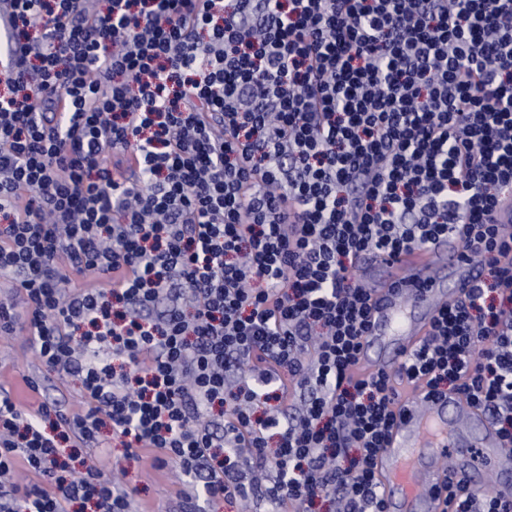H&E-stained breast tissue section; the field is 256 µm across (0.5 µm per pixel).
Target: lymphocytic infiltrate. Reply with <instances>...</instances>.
<instances>
[{
    "instance_id": "lymphocytic-infiltrate-1",
    "label": "lymphocytic infiltrate",
    "mask_w": 512,
    "mask_h": 512,
    "mask_svg": "<svg viewBox=\"0 0 512 512\" xmlns=\"http://www.w3.org/2000/svg\"><path fill=\"white\" fill-rule=\"evenodd\" d=\"M0 30V277L26 305L0 299V333L23 326L88 403L0 394V512H133L62 460L107 426L179 463L184 512H384L406 381L512 445V0H0ZM449 235L479 281L398 374L358 376L356 266ZM445 501L512 512L454 483Z\"/></svg>"
}]
</instances>
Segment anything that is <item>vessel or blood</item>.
I'll list each match as a JSON object with an SVG mask.
<instances>
[{"instance_id": "obj_1", "label": "vessel or blood", "mask_w": 512, "mask_h": 512, "mask_svg": "<svg viewBox=\"0 0 512 512\" xmlns=\"http://www.w3.org/2000/svg\"><path fill=\"white\" fill-rule=\"evenodd\" d=\"M458 253L449 237L395 262L373 258L363 265L373 289L359 374L400 365L440 310L478 280V268ZM480 467L495 473V493L512 499V446L480 408L457 395L409 394L375 460L385 512H440L447 479L470 484Z\"/></svg>"}]
</instances>
